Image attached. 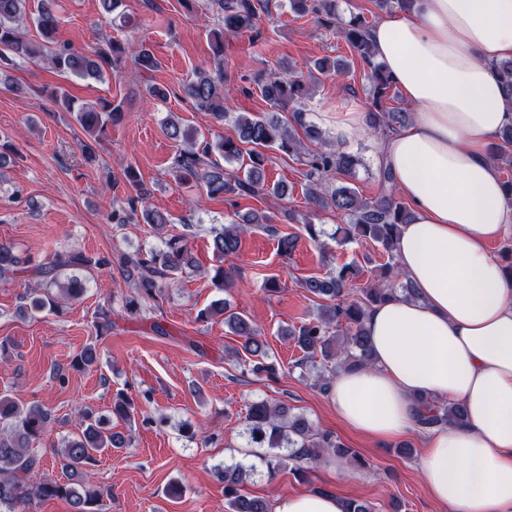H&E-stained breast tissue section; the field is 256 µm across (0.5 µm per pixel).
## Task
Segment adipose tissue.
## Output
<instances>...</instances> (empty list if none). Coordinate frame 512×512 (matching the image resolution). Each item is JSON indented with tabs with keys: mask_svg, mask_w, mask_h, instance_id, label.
I'll use <instances>...</instances> for the list:
<instances>
[{
	"mask_svg": "<svg viewBox=\"0 0 512 512\" xmlns=\"http://www.w3.org/2000/svg\"><path fill=\"white\" fill-rule=\"evenodd\" d=\"M376 59L415 109L377 152L413 207L399 271L417 290L373 308L372 367L341 370L330 401L377 443L406 433L414 401L465 404L462 427L429 431L431 498L456 512H512V272L486 248L512 223L489 147L512 123L494 65L512 58V0H418L371 31ZM272 512H345L332 491L275 498Z\"/></svg>",
	"mask_w": 512,
	"mask_h": 512,
	"instance_id": "ef3b65f1",
	"label": "adipose tissue"
}]
</instances>
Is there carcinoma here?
<instances>
[{
  "label": "carcinoma",
  "instance_id": "carcinoma-1",
  "mask_svg": "<svg viewBox=\"0 0 512 512\" xmlns=\"http://www.w3.org/2000/svg\"><path fill=\"white\" fill-rule=\"evenodd\" d=\"M210 3L220 22V28L212 31V51L221 58L224 56V34L254 29L258 20L257 8L253 0H210ZM291 6L300 15L311 10L327 24L337 21L336 0H291ZM27 10V0H0V62L7 66L16 58H41L47 60L56 72L83 79H101L107 74H117L128 55L137 68L146 73L159 67L153 51L142 43L125 46L108 39L92 48L91 52L83 53L71 43L59 40L56 36L59 22L51 0H41L34 19L40 41L28 40L23 31ZM370 32V23L360 16L341 26L345 41L369 70L372 109L367 113L366 124L388 136L406 127L410 113L387 106L394 82L375 62ZM495 69L503 79L512 102V59L498 62ZM258 86L274 111L264 116L233 113L224 106L228 101V95L224 94V72L219 68L195 71L193 79L184 84L185 95L197 109L211 113L215 119L232 121L235 137L222 138L200 149L194 130L169 117L163 132L169 139L180 143L179 153L172 164L177 180H196L204 185L210 196L259 194L280 199L285 195L284 187L268 185L264 176V150L270 148L292 156L307 150V176L311 179H321L332 173L354 177L362 165L361 158L338 149L318 148L322 144L321 131L304 123L303 110L298 108L309 94L304 81L286 73L261 79ZM44 93L66 111L75 113V120L89 137V142L83 144L85 158H95L92 143L101 141L106 136L107 127L121 120L122 105L102 99L95 105L77 107L75 98L60 86L46 88ZM286 109L292 112L291 123L278 116V111ZM298 127L303 131L302 139L296 131ZM498 139L499 144L491 151L492 159L512 169V124L501 130ZM245 146L248 147L246 151L243 150ZM245 157L248 161L243 163L246 169L244 176L224 169V163L239 162ZM378 172L381 194L373 200L362 198L351 186L322 187L316 181L310 186L309 202L316 213L332 210L349 217L350 223L339 226L342 241L372 240L393 259L401 227L411 221V211L395 198L392 173L382 166ZM124 177L131 189L127 208L112 211L111 222L129 224L139 217L154 230L162 231L169 223L168 217L147 206L151 192L134 167H128ZM269 221V216L253 212L239 217V221L225 225L224 230L213 237V251L220 257L237 253L241 237L248 232V227ZM161 243L159 249L137 250L122 255L119 260L125 282L137 288V296L127 298L123 304L129 316L140 312L142 302L157 299L164 284L179 272L197 267L187 237L165 238ZM107 265L109 261L105 258L91 257L81 251L61 250L53 253L50 262L32 266L30 260L19 255L11 244L0 242V281L21 274L41 280L26 303L33 313L59 312L62 303L81 294L86 277ZM380 270L381 281L361 289L358 295L351 294V286L363 270L354 264H346L327 277L311 276L301 282V287L309 294L326 299L328 303L319 305L313 319L285 329L284 334L294 340L295 346L304 353L301 364L317 369V385L325 394L329 393L337 370L372 365L370 336L364 327L367 313L399 292L407 298L415 296V289L408 284L397 290L385 282L389 277L399 276L397 265L385 263ZM217 315L222 317L224 325L233 334L242 339V351L251 371L276 374V365L271 361L267 345L251 319L223 300L204 309L200 318ZM97 361L96 346L90 344L75 358L73 367L84 370ZM131 415L132 403L122 394L114 399L109 416L80 412L81 430L61 450L63 478L55 480L39 475L40 447L48 442L50 413L41 404L24 406L8 396H0V507L12 510L33 500L61 498L69 503L72 512H100L104 507V490L86 484L82 475L86 468L99 462L102 454L126 446V439L112 432V418L129 421ZM466 417V408L460 402L420 396L414 403V422L423 429L462 425ZM244 434L247 447L266 449L258 458L272 471L288 466L290 471L304 479L325 454H332L354 466H364V461L337 440L333 433L320 430L303 414L294 412L286 402L261 400L252 403L245 417ZM256 472L253 464L235 463L224 467V495L230 512H268L264 501L241 493L243 485Z\"/></svg>",
  "mask_w": 512,
  "mask_h": 512
}]
</instances>
